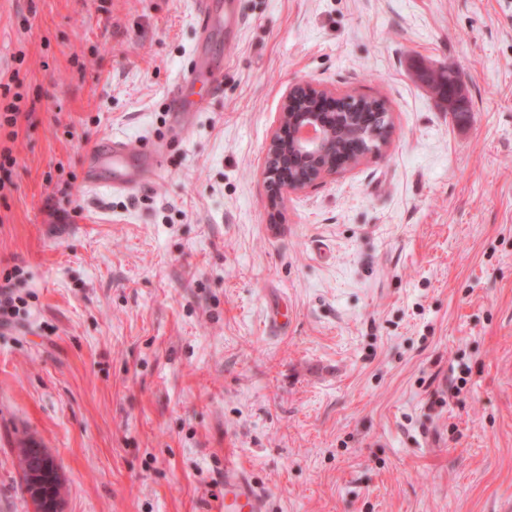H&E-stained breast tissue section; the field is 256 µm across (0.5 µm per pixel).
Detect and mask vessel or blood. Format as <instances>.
<instances>
[{
	"mask_svg": "<svg viewBox=\"0 0 512 512\" xmlns=\"http://www.w3.org/2000/svg\"><path fill=\"white\" fill-rule=\"evenodd\" d=\"M196 15L200 38H207L218 26L235 32L242 23L237 0H196ZM223 73L203 56H196L191 69L175 85L168 110L179 125H187L191 113L202 111L205 101L218 90ZM166 145L157 142L144 147L137 165L129 163V146L112 139L90 149L85 159V181L89 187H107L113 190L134 191L156 175ZM222 512H266V498L242 469L229 465L224 469V497Z\"/></svg>",
	"mask_w": 512,
	"mask_h": 512,
	"instance_id": "vessel-or-blood-1",
	"label": "vessel or blood"
}]
</instances>
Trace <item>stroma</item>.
Listing matches in <instances>:
<instances>
[{"label": "stroma", "instance_id": "obj_1", "mask_svg": "<svg viewBox=\"0 0 512 512\" xmlns=\"http://www.w3.org/2000/svg\"><path fill=\"white\" fill-rule=\"evenodd\" d=\"M240 8L160 174L93 191L89 147L170 134L193 0H0L26 113L0 191V279L21 268L24 300L0 328V512H34L27 439L62 512H214L230 463L267 512H512V0ZM415 58L460 72L468 112ZM299 81L383 98L393 129L274 201L265 148ZM25 453L33 459V465L27 469L28 461L23 458V473L27 469V481L29 482L34 493L44 503L43 511L46 512H59L60 510V498L54 496L50 491H45L44 488L50 485V482H45L42 478H38V475L48 476L50 481L61 480L58 465L55 458L44 448H38L32 443H28L24 448Z\"/></svg>", "mask_w": 512, "mask_h": 512}]
</instances>
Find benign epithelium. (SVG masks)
<instances>
[{
  "mask_svg": "<svg viewBox=\"0 0 512 512\" xmlns=\"http://www.w3.org/2000/svg\"><path fill=\"white\" fill-rule=\"evenodd\" d=\"M336 101V96L309 83L289 87L266 147L263 175L273 189L303 192L355 163L336 159L334 128L341 119ZM24 451L33 459L27 481L44 503V512H59L60 498L45 490L49 482L61 480L55 458L32 443Z\"/></svg>",
  "mask_w": 512,
  "mask_h": 512,
  "instance_id": "1",
  "label": "benign epithelium"
}]
</instances>
